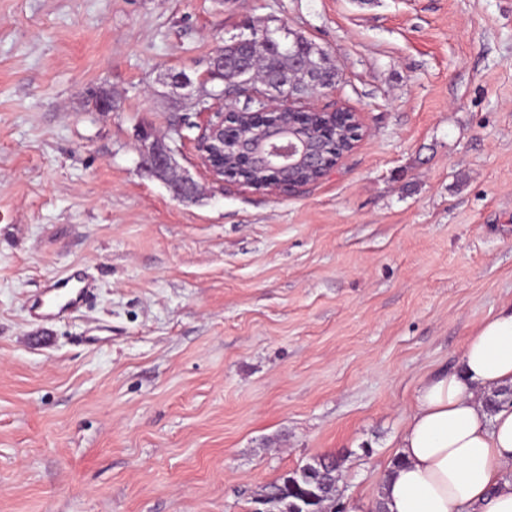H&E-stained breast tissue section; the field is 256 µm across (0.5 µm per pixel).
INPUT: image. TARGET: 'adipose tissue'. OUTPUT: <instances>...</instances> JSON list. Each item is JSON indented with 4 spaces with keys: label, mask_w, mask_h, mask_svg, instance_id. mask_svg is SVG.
<instances>
[{
    "label": "adipose tissue",
    "mask_w": 512,
    "mask_h": 512,
    "mask_svg": "<svg viewBox=\"0 0 512 512\" xmlns=\"http://www.w3.org/2000/svg\"><path fill=\"white\" fill-rule=\"evenodd\" d=\"M506 388L512 307L467 338L459 369L420 382L397 441L401 463L363 512H512V403L491 413L482 401Z\"/></svg>",
    "instance_id": "adipose-tissue-1"
}]
</instances>
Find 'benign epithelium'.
Listing matches in <instances>:
<instances>
[{"label":"benign epithelium","instance_id":"7a95c632","mask_svg":"<svg viewBox=\"0 0 512 512\" xmlns=\"http://www.w3.org/2000/svg\"><path fill=\"white\" fill-rule=\"evenodd\" d=\"M293 68L301 80L285 78L280 87L288 102L303 104L301 112H283L268 105L267 91L244 84L252 96V111L211 107L195 138L199 164L212 180H232L255 189L270 188L294 193L324 178L336 166L334 159L350 152L362 137L358 113L328 112L336 117L332 130H318L309 121L311 113L322 114L312 100L321 90L332 89L321 66L313 67L305 55L293 56ZM144 169L161 181L180 200L195 198V181L178 170L171 148L163 141L145 145Z\"/></svg>","mask_w":512,"mask_h":512}]
</instances>
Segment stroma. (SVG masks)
Returning <instances> with one entry per match:
<instances>
[{"mask_svg":"<svg viewBox=\"0 0 512 512\" xmlns=\"http://www.w3.org/2000/svg\"><path fill=\"white\" fill-rule=\"evenodd\" d=\"M255 29L323 49L320 104L363 123L290 195L214 183L169 80L221 90ZM76 264L82 308L30 318ZM511 305L512 0H0V512H253L323 455L354 512L419 381ZM144 169L161 181L174 198L187 201L195 198V181L186 172L178 170L172 150L165 142L154 138L145 144Z\"/></svg>","mask_w":512,"mask_h":512,"instance_id":"1","label":"stroma"}]
</instances>
